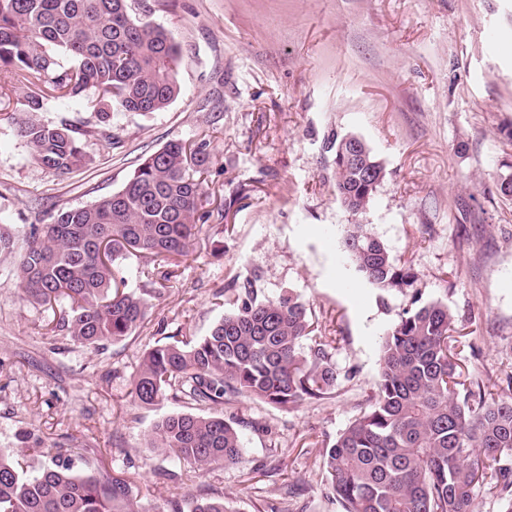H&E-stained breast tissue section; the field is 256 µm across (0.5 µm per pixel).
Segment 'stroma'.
I'll use <instances>...</instances> for the list:
<instances>
[{"mask_svg":"<svg viewBox=\"0 0 512 512\" xmlns=\"http://www.w3.org/2000/svg\"><path fill=\"white\" fill-rule=\"evenodd\" d=\"M182 52L181 95L149 116L113 112L118 147L90 137V165L54 175L33 162L7 113L28 88L0 70V225L24 247L33 224L118 190L169 141L206 142L200 212L211 228L174 267L130 336L96 351L59 331L62 305L27 301L16 258L0 256V448L24 436L66 449L74 471L124 475L147 505L207 487L231 512H339L322 451L378 379V343L409 295H380L343 255L364 224L455 316L466 382L512 396V0H139ZM363 137L385 166L366 209L336 199L328 138ZM253 277L290 292L335 337L334 394L286 411L245 398L243 459L207 472L148 447L177 406L140 405L133 378L165 332L206 335L219 291Z\"/></svg>","mask_w":512,"mask_h":512,"instance_id":"35a3bbf8","label":"stroma"}]
</instances>
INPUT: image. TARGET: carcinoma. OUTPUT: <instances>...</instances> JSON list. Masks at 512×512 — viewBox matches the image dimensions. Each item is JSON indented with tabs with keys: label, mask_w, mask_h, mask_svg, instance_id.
I'll list each match as a JSON object with an SVG mask.
<instances>
[{
	"label": "carcinoma",
	"mask_w": 512,
	"mask_h": 512,
	"mask_svg": "<svg viewBox=\"0 0 512 512\" xmlns=\"http://www.w3.org/2000/svg\"><path fill=\"white\" fill-rule=\"evenodd\" d=\"M131 4L0 0V66L15 83L43 86L22 101L18 132L46 171L68 174L92 162L89 131L38 118L49 99H85L97 114L98 140L110 148L119 144L110 131L112 105L147 116L180 95L177 44L132 16ZM206 146L172 141L112 194L32 226L17 277L30 302L69 305L62 323L73 343L98 350L141 327L158 290L119 288L115 262L129 254L188 256L207 222L198 213L197 170ZM327 149L337 199L354 215L364 211L385 176L383 163L364 140L338 136ZM341 244L370 285L413 294L381 338L379 378L366 407L325 445L326 480L340 512H474L484 487L501 512H512V398L490 400L479 385L460 393L448 304L422 300L411 266L393 259L366 225H347ZM227 292L230 309L207 335L174 333L144 354L135 400L205 407L244 397L290 410L336 389L333 340L315 335L297 296L266 298L250 277L234 278ZM148 445L199 470L242 460L237 422L219 415L169 413L150 430ZM35 451L41 461L30 468L0 452V512H230L210 490L165 508L145 506L126 479L77 474L51 444Z\"/></svg>",
	"instance_id": "cac0c4a2"
}]
</instances>
